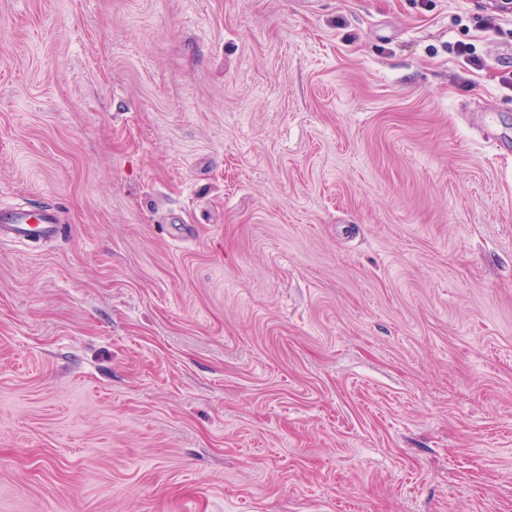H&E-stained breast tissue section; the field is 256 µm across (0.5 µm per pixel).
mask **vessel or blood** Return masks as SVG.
Returning <instances> with one entry per match:
<instances>
[{"mask_svg":"<svg viewBox=\"0 0 512 512\" xmlns=\"http://www.w3.org/2000/svg\"><path fill=\"white\" fill-rule=\"evenodd\" d=\"M63 226L55 209L0 204V243L28 244L57 237Z\"/></svg>","mask_w":512,"mask_h":512,"instance_id":"b4317fda","label":"vessel or blood"}]
</instances>
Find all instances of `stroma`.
Masks as SVG:
<instances>
[{
    "label": "stroma",
    "mask_w": 512,
    "mask_h": 512,
    "mask_svg": "<svg viewBox=\"0 0 512 512\" xmlns=\"http://www.w3.org/2000/svg\"><path fill=\"white\" fill-rule=\"evenodd\" d=\"M0 200V512H512L511 13L0 0ZM63 229L58 212L46 207L0 204V243L28 244L57 237Z\"/></svg>",
    "instance_id": "stroma-1"
}]
</instances>
